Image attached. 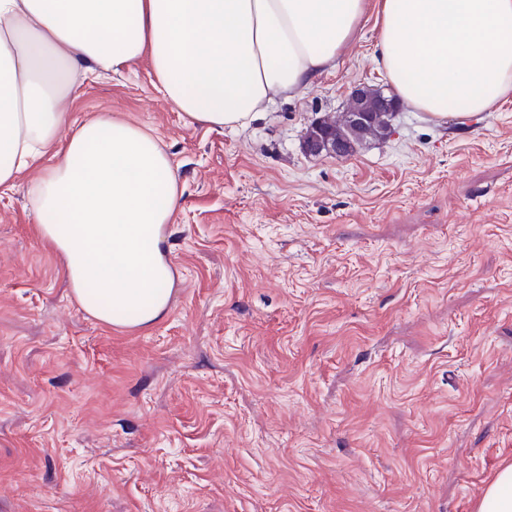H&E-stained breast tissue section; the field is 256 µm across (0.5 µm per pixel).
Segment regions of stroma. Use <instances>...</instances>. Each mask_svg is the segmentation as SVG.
Here are the masks:
<instances>
[{"mask_svg": "<svg viewBox=\"0 0 512 512\" xmlns=\"http://www.w3.org/2000/svg\"><path fill=\"white\" fill-rule=\"evenodd\" d=\"M366 22L247 127L177 112L136 61L73 121L151 131L181 197L162 319L74 298L36 223L43 158L0 188V512H475L512 463V99L311 157L354 86L393 94Z\"/></svg>", "mask_w": 512, "mask_h": 512, "instance_id": "35a3bbf8", "label": "stroma"}]
</instances>
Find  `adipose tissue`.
Segmentation results:
<instances>
[{
	"instance_id": "ef3b65f1",
	"label": "adipose tissue",
	"mask_w": 512,
	"mask_h": 512,
	"mask_svg": "<svg viewBox=\"0 0 512 512\" xmlns=\"http://www.w3.org/2000/svg\"><path fill=\"white\" fill-rule=\"evenodd\" d=\"M370 10L373 62L414 109L441 121L512 94V0H0V186L53 154L30 188L34 212L86 314L117 328L166 314L164 227L180 193L143 127L108 113L71 124L79 74L145 57L178 112L243 127L336 69ZM476 512H512L511 463Z\"/></svg>"
}]
</instances>
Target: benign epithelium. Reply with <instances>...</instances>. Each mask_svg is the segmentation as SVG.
I'll use <instances>...</instances> for the list:
<instances>
[{
	"mask_svg": "<svg viewBox=\"0 0 512 512\" xmlns=\"http://www.w3.org/2000/svg\"><path fill=\"white\" fill-rule=\"evenodd\" d=\"M396 101L383 96L382 91L367 85H359L351 93L349 106L339 115L324 116L313 122L303 142V150L313 156L341 157L345 153V138L339 132L374 138L384 130H390V121L396 111Z\"/></svg>",
	"mask_w": 512,
	"mask_h": 512,
	"instance_id": "1",
	"label": "benign epithelium"
}]
</instances>
